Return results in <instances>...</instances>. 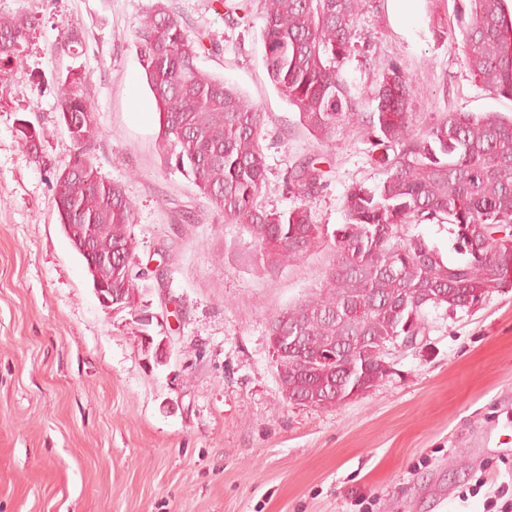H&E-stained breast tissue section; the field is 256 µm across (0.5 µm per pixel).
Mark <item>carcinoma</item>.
Here are the masks:
<instances>
[{"instance_id": "1", "label": "carcinoma", "mask_w": 512, "mask_h": 512, "mask_svg": "<svg viewBox=\"0 0 512 512\" xmlns=\"http://www.w3.org/2000/svg\"><path fill=\"white\" fill-rule=\"evenodd\" d=\"M268 76L294 106L321 151L336 147L346 129L362 130L383 150L373 184L350 186L344 223L314 222L303 201L324 188V172L308 158L288 172V192L300 201L286 210L258 202L265 181L261 145L265 113L224 79L199 66L201 40L191 36L162 0L140 22L138 62L153 95L159 146L167 160L193 177L211 210L247 227L251 261L267 274L301 260L320 244L332 265L320 286L273 315L269 341L285 398L329 407L363 394L390 374L392 351L424 334L427 311L476 309L507 285L512 271V116L498 112L441 113L416 129L409 107L412 79L388 66L370 93L341 73L354 49L363 0H261ZM463 63L473 78L512 97V13L505 0H468ZM32 23L22 13L0 16V73L22 65ZM86 72L57 84L60 121L76 130L78 172L55 182L59 223L92 241L106 287L138 308L130 227L134 207L122 186L82 160L99 136ZM368 111H362V108ZM18 131L26 155L39 159L41 133ZM446 224L459 258L413 232Z\"/></svg>"}]
</instances>
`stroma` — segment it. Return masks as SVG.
Here are the masks:
<instances>
[{
    "instance_id": "35a3bbf8",
    "label": "stroma",
    "mask_w": 512,
    "mask_h": 512,
    "mask_svg": "<svg viewBox=\"0 0 512 512\" xmlns=\"http://www.w3.org/2000/svg\"><path fill=\"white\" fill-rule=\"evenodd\" d=\"M156 0H0L34 23L26 65L0 83V512H487L512 486V287L480 308L432 310L392 372L346 403L285 400L272 315L320 285L328 247L273 275L246 256L244 225L212 213L190 176L165 162L134 35ZM200 37L202 69L267 116L259 197L292 206L285 176L316 151L264 63L260 0H166ZM462 0H366L342 74L371 88L397 64L412 76L416 127L441 112L512 113V99L462 61ZM81 30L78 58L57 50ZM81 65L101 131L90 155L135 206L131 234L144 327L100 304L57 216L54 177L76 151L59 121L57 80ZM43 133L30 160L19 120ZM371 144L345 130L307 204L343 223V198L377 181ZM167 341L165 357L142 334Z\"/></svg>"
}]
</instances>
